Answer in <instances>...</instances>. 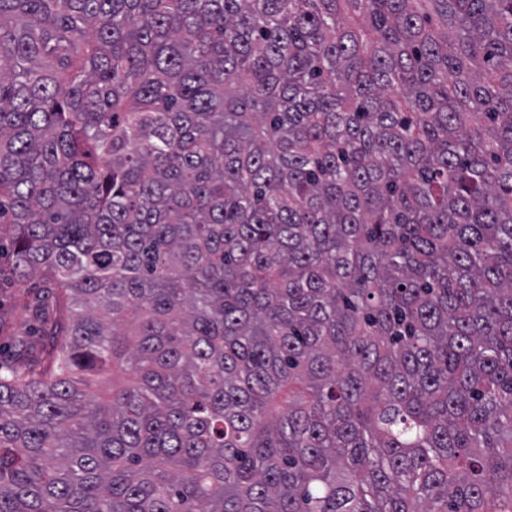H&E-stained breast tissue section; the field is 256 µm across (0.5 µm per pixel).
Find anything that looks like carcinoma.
<instances>
[{
    "label": "carcinoma",
    "instance_id": "cac0c4a2",
    "mask_svg": "<svg viewBox=\"0 0 512 512\" xmlns=\"http://www.w3.org/2000/svg\"><path fill=\"white\" fill-rule=\"evenodd\" d=\"M2 220L0 512H512V0H0ZM2 246L0 252V374L9 369L34 371L39 369V354L18 355L11 343L26 336L37 326L30 318L29 306L37 300L51 303L44 288H40V271L21 280L15 274L11 248L9 224H2Z\"/></svg>",
    "mask_w": 512,
    "mask_h": 512
}]
</instances>
